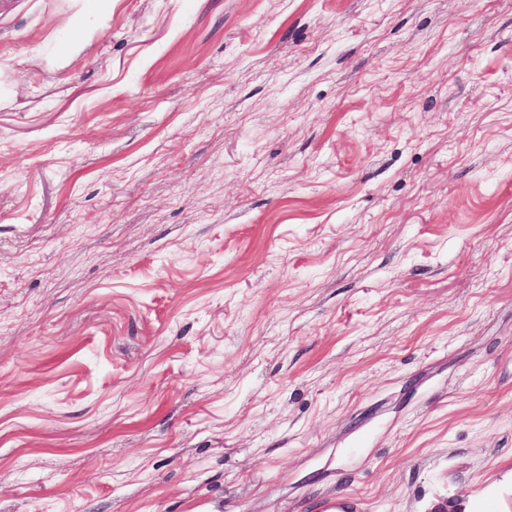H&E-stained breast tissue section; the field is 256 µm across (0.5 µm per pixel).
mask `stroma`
<instances>
[{
	"label": "stroma",
	"instance_id": "stroma-1",
	"mask_svg": "<svg viewBox=\"0 0 512 512\" xmlns=\"http://www.w3.org/2000/svg\"><path fill=\"white\" fill-rule=\"evenodd\" d=\"M339 495L512 512V0H0V512Z\"/></svg>",
	"mask_w": 512,
	"mask_h": 512
}]
</instances>
